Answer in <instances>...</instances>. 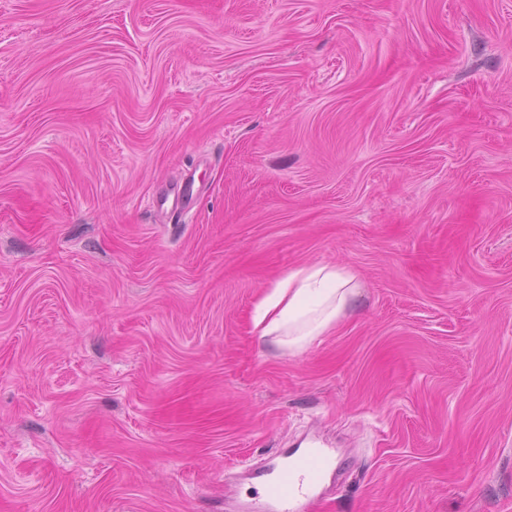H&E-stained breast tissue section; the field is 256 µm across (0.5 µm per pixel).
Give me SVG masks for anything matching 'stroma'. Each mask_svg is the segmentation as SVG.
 <instances>
[{
    "label": "stroma",
    "instance_id": "1",
    "mask_svg": "<svg viewBox=\"0 0 512 512\" xmlns=\"http://www.w3.org/2000/svg\"><path fill=\"white\" fill-rule=\"evenodd\" d=\"M312 440L314 512H512V0H0V512H265ZM358 288L357 275L344 266L313 264L292 269L256 303L253 330L260 339L274 336L277 346L301 353L354 307Z\"/></svg>",
    "mask_w": 512,
    "mask_h": 512
}]
</instances>
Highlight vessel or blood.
<instances>
[{
	"label": "vessel or blood",
	"instance_id": "1",
	"mask_svg": "<svg viewBox=\"0 0 512 512\" xmlns=\"http://www.w3.org/2000/svg\"><path fill=\"white\" fill-rule=\"evenodd\" d=\"M192 196L193 185L188 182L180 186L174 196L156 197L153 205L179 212L189 206ZM332 463L329 451L310 447L289 462L273 467L269 499L280 506L281 512H308L317 498L315 490Z\"/></svg>",
	"mask_w": 512,
	"mask_h": 512
}]
</instances>
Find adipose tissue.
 Wrapping results in <instances>:
<instances>
[{
	"label": "adipose tissue",
	"mask_w": 512,
	"mask_h": 512,
	"mask_svg": "<svg viewBox=\"0 0 512 512\" xmlns=\"http://www.w3.org/2000/svg\"><path fill=\"white\" fill-rule=\"evenodd\" d=\"M358 288L356 274L344 266L313 264L290 270L256 303L253 329L260 338L301 353L354 307Z\"/></svg>",
	"instance_id": "obj_1"
}]
</instances>
